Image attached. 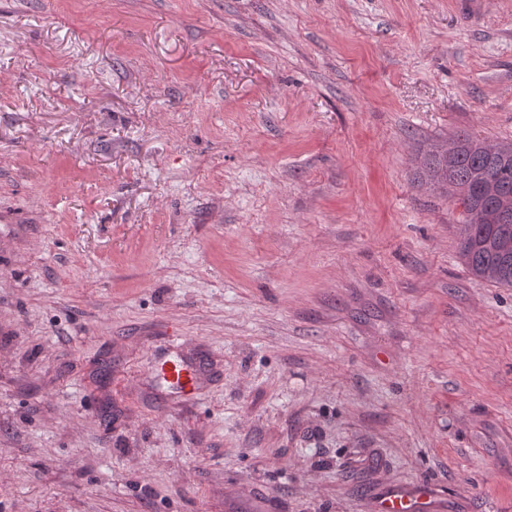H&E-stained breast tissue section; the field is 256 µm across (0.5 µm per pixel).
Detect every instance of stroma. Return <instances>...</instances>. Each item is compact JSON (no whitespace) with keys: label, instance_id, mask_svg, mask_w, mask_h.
<instances>
[{"label":"stroma","instance_id":"1","mask_svg":"<svg viewBox=\"0 0 512 512\" xmlns=\"http://www.w3.org/2000/svg\"><path fill=\"white\" fill-rule=\"evenodd\" d=\"M460 132L512 144V0H0V512H512ZM157 377L167 384L171 394L192 395L199 389V377L195 369L178 358L160 362L155 369ZM435 497L425 487H407L393 490L382 497L375 506V512H420L435 510Z\"/></svg>","mask_w":512,"mask_h":512}]
</instances>
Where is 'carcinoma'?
I'll return each mask as SVG.
<instances>
[{
    "mask_svg": "<svg viewBox=\"0 0 512 512\" xmlns=\"http://www.w3.org/2000/svg\"><path fill=\"white\" fill-rule=\"evenodd\" d=\"M512 145L491 146L467 133L453 147L424 150L415 179L442 195H451L466 214L460 225V256L476 277L512 287V223L499 222V210L512 201Z\"/></svg>",
    "mask_w": 512,
    "mask_h": 512,
    "instance_id": "cac0c4a2",
    "label": "carcinoma"
}]
</instances>
